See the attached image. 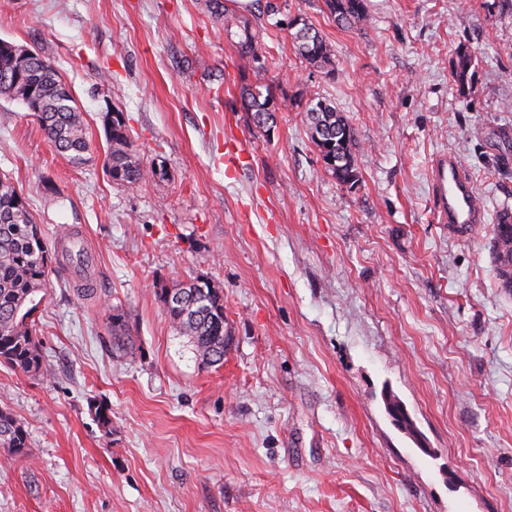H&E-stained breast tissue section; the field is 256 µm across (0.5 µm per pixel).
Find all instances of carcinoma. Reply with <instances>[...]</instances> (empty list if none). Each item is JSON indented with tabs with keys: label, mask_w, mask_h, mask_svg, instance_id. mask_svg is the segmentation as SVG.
<instances>
[{
	"label": "carcinoma",
	"mask_w": 512,
	"mask_h": 512,
	"mask_svg": "<svg viewBox=\"0 0 512 512\" xmlns=\"http://www.w3.org/2000/svg\"><path fill=\"white\" fill-rule=\"evenodd\" d=\"M224 27L240 26L225 13L224 0H206ZM329 14L342 27L363 24L366 0H324ZM290 38L302 60L327 75L334 74L331 43L302 18L287 23ZM240 60L246 67L262 68V52L248 27L238 43ZM25 48L0 40V75L20 71V82L0 79V96L21 101L37 117L45 138L74 165L84 161L88 141L73 97L60 80L51 58L38 53L24 56ZM477 56L467 45L458 46L451 71L460 94L469 90ZM242 107L253 113L257 126H266L276 111L271 92L247 88ZM313 144L325 168L336 180L354 186L359 182L354 159L355 133L349 121L328 99L316 97L306 110ZM104 165L112 182L120 185L143 181V168L121 112L112 113L107 126ZM493 253L497 275L504 288L512 289V223L493 225ZM52 256L40 225L36 224L25 199L5 176L0 177V361L31 376L47 375L43 355L36 344L34 314L45 298L52 272ZM159 298L173 328L189 338L201 362L224 361V293L207 280L178 283L160 289ZM28 432L6 407L0 408V447L26 453Z\"/></svg>",
	"instance_id": "cac0c4a2"
}]
</instances>
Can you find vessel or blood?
Wrapping results in <instances>:
<instances>
[{"mask_svg":"<svg viewBox=\"0 0 512 512\" xmlns=\"http://www.w3.org/2000/svg\"><path fill=\"white\" fill-rule=\"evenodd\" d=\"M432 211L437 223L469 235L484 221V209L466 167L448 151L437 153L428 170Z\"/></svg>","mask_w":512,"mask_h":512,"instance_id":"1","label":"vessel or blood"}]
</instances>
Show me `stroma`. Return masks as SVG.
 Wrapping results in <instances>:
<instances>
[{"label":"stroma","instance_id":"1","mask_svg":"<svg viewBox=\"0 0 512 512\" xmlns=\"http://www.w3.org/2000/svg\"><path fill=\"white\" fill-rule=\"evenodd\" d=\"M366 3L344 28L324 0H256L239 14L256 71L205 0H0V39L55 61L89 143L72 164L0 98V176L49 244L66 227L94 258L93 291L66 261L50 275L48 376L0 364V407L30 437L26 455L0 447V512H512V290L491 248L512 209V0ZM296 16L332 44L333 76L297 55ZM461 44L478 57L464 95ZM255 84L278 107L262 128L241 108ZM313 97L354 129L355 188L311 141ZM115 112L149 172L134 185L105 172ZM230 132L249 148L236 170ZM441 150L484 204L474 235L433 220ZM197 278L224 291L230 344L209 367L157 294ZM387 390L421 442L391 424ZM242 28L243 36L238 43L240 60L244 63L245 68L251 66L257 70L262 69L263 55L258 48L257 37L245 25Z\"/></svg>","mask_w":512,"mask_h":512}]
</instances>
